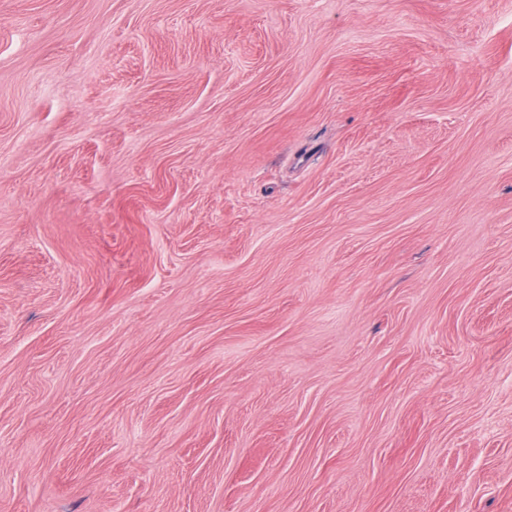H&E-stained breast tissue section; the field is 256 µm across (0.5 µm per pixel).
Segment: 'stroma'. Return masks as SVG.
<instances>
[{"instance_id":"1","label":"stroma","mask_w":512,"mask_h":512,"mask_svg":"<svg viewBox=\"0 0 512 512\" xmlns=\"http://www.w3.org/2000/svg\"><path fill=\"white\" fill-rule=\"evenodd\" d=\"M0 512H512V0H0Z\"/></svg>"}]
</instances>
